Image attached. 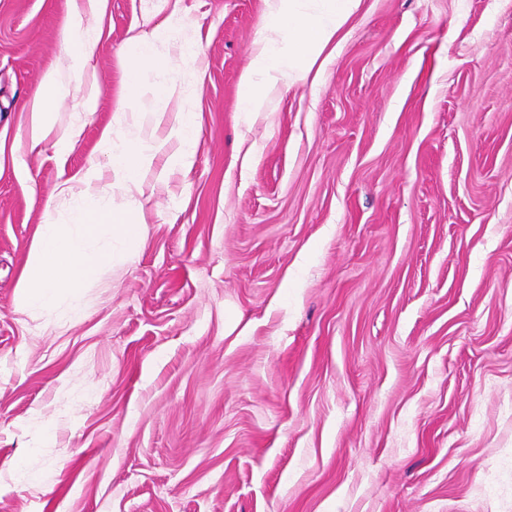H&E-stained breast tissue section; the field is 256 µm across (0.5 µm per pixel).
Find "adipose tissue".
<instances>
[{
	"mask_svg": "<svg viewBox=\"0 0 512 512\" xmlns=\"http://www.w3.org/2000/svg\"><path fill=\"white\" fill-rule=\"evenodd\" d=\"M361 0H267L269 21L249 64L239 76L241 96L238 110L245 116L265 111L270 88L302 79L312 69L324 50L335 41L341 27L358 9ZM292 31L289 45H282V29ZM158 34L137 38L128 56L132 79L112 124L102 135L112 180L101 184L96 171H88L65 194L69 200L71 221L57 223L46 218L40 224L35 242L27 254L19 286L21 302L30 309L53 310L60 300L78 309L85 285L113 264L114 244L125 245L136 229L135 215L123 207L122 198L140 192L139 174L150 168L159 143L150 142L143 133L119 137L118 129L134 126V112L141 97L161 103L155 111V123L170 121L171 132L178 142L171 154L173 166L187 169L192 165L198 131L191 115L178 105L179 93L173 84L163 80L144 82L146 72L158 68ZM67 89L55 73H47L30 106V149H37L55 122V102ZM114 196L115 204L102 208L98 196Z\"/></svg>",
	"mask_w": 512,
	"mask_h": 512,
	"instance_id": "obj_1",
	"label": "adipose tissue"
}]
</instances>
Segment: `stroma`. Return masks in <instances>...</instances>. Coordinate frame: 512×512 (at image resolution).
<instances>
[{"label":"stroma","mask_w":512,"mask_h":512,"mask_svg":"<svg viewBox=\"0 0 512 512\" xmlns=\"http://www.w3.org/2000/svg\"><path fill=\"white\" fill-rule=\"evenodd\" d=\"M82 15L73 29L74 15ZM265 0H0V512H512V0H361L244 124ZM199 129L74 319L18 282L132 37ZM92 37L38 152L47 72ZM96 49V42L91 39H75L66 48L69 68L72 76L79 80L85 67L92 59Z\"/></svg>","instance_id":"stroma-1"}]
</instances>
